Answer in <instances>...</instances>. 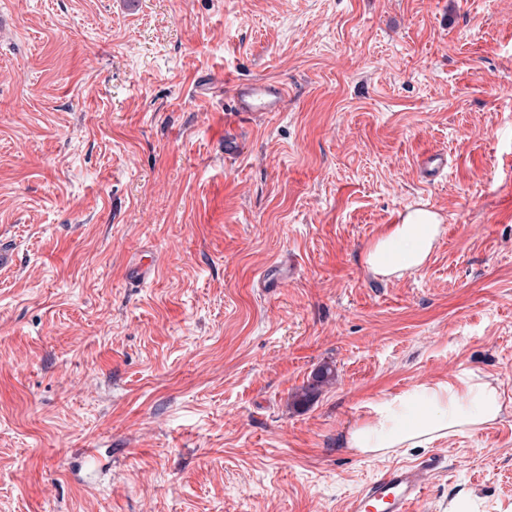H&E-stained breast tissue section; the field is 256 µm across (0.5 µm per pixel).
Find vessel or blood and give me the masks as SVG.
<instances>
[{
    "instance_id": "obj_1",
    "label": "vessel or blood",
    "mask_w": 512,
    "mask_h": 512,
    "mask_svg": "<svg viewBox=\"0 0 512 512\" xmlns=\"http://www.w3.org/2000/svg\"><path fill=\"white\" fill-rule=\"evenodd\" d=\"M237 111L249 115L283 111L286 88L273 81L240 82L234 85ZM427 465H396L385 470L359 491L353 512H414L422 499Z\"/></svg>"
}]
</instances>
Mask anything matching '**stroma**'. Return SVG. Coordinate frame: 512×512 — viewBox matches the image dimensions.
Wrapping results in <instances>:
<instances>
[{
    "label": "stroma",
    "mask_w": 512,
    "mask_h": 512,
    "mask_svg": "<svg viewBox=\"0 0 512 512\" xmlns=\"http://www.w3.org/2000/svg\"><path fill=\"white\" fill-rule=\"evenodd\" d=\"M242 80L284 111L240 119ZM417 203L432 254L374 275ZM0 248V512H351L428 460L418 512H512V0H0ZM472 372L493 424L346 448ZM81 448L112 451L89 483ZM235 112L259 115L264 112H281L288 99L286 88L273 81H251L234 84ZM443 220L426 204L409 206L398 224L377 238L367 249L365 264L373 273L402 277L422 268L441 234ZM335 377L334 370L329 365L321 366L313 375L312 382L303 386L301 392L296 393L299 402L306 403L314 398L318 387Z\"/></svg>",
    "instance_id": "35a3bbf8"
}]
</instances>
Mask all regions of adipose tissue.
<instances>
[{"mask_svg":"<svg viewBox=\"0 0 512 512\" xmlns=\"http://www.w3.org/2000/svg\"><path fill=\"white\" fill-rule=\"evenodd\" d=\"M441 224L440 215L426 204L408 207L398 224L368 247V269L383 277L416 273L430 256ZM503 408L499 382L478 373L418 383L372 403L369 418L348 429L345 444L381 458L405 448H427L496 422Z\"/></svg>","mask_w":512,"mask_h":512,"instance_id":"obj_1","label":"adipose tissue"}]
</instances>
